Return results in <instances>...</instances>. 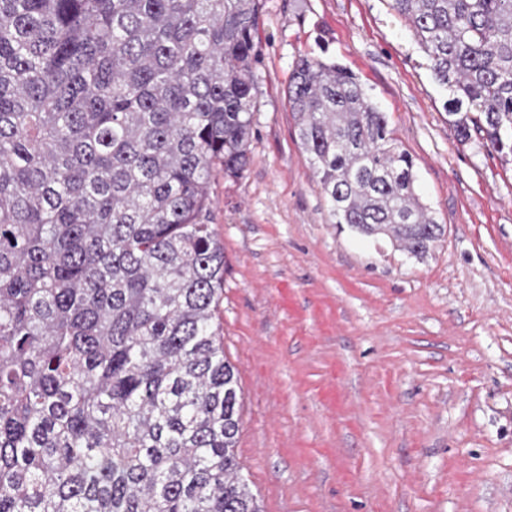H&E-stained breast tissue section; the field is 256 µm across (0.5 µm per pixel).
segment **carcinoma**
Returning <instances> with one entry per match:
<instances>
[{"mask_svg": "<svg viewBox=\"0 0 512 512\" xmlns=\"http://www.w3.org/2000/svg\"><path fill=\"white\" fill-rule=\"evenodd\" d=\"M450 124L512 155V0H390ZM259 0H0V512H262L216 312L215 172L248 169ZM335 223L419 261L445 225L347 66L298 59Z\"/></svg>", "mask_w": 512, "mask_h": 512, "instance_id": "cac0c4a2", "label": "carcinoma"}]
</instances>
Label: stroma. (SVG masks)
Listing matches in <instances>:
<instances>
[{"label": "stroma", "instance_id": "1", "mask_svg": "<svg viewBox=\"0 0 512 512\" xmlns=\"http://www.w3.org/2000/svg\"><path fill=\"white\" fill-rule=\"evenodd\" d=\"M251 164L216 173L238 457L264 512H512V157L459 142L389 0H260ZM358 75L447 234L418 261L332 223L298 146L304 55Z\"/></svg>", "mask_w": 512, "mask_h": 512}]
</instances>
